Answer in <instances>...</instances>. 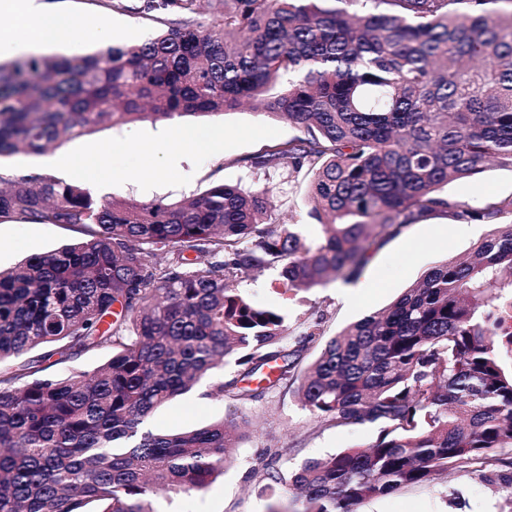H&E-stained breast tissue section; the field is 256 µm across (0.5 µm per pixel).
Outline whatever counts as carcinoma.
Returning a JSON list of instances; mask_svg holds the SVG:
<instances>
[{
  "label": "carcinoma",
  "mask_w": 512,
  "mask_h": 512,
  "mask_svg": "<svg viewBox=\"0 0 512 512\" xmlns=\"http://www.w3.org/2000/svg\"><path fill=\"white\" fill-rule=\"evenodd\" d=\"M129 0H112L128 10ZM208 9L209 20L197 19ZM165 29L91 54L0 64V157L138 120L240 106L301 135L246 158L312 175L306 241L268 216L269 189L215 184L176 202L97 200L50 174L0 176V219L80 225L90 239L0 271V512H156L202 490L239 447L238 423L142 425L224 359L216 392L258 400L298 381L332 427L376 439L271 474L301 512H354L450 469L512 462V375L496 301L512 288V198L441 194L488 161L512 167V0H136ZM450 212L496 225L466 261L430 269L384 312L332 337L299 373L279 309L239 288L280 268L283 289L357 279L382 237ZM161 253L165 260L148 257ZM112 348L91 371L52 368Z\"/></svg>",
  "instance_id": "cac0c4a2"
}]
</instances>
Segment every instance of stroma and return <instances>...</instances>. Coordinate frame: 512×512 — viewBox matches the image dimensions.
<instances>
[{"instance_id": "obj_1", "label": "stroma", "mask_w": 512, "mask_h": 512, "mask_svg": "<svg viewBox=\"0 0 512 512\" xmlns=\"http://www.w3.org/2000/svg\"><path fill=\"white\" fill-rule=\"evenodd\" d=\"M82 25L102 19L118 26L126 43L152 38L158 23L135 12L115 10L107 0H51ZM176 126L194 131L203 141L180 168H164L153 147L163 122L136 121L105 127L63 141L40 154L17 153L0 159L8 175L51 174L81 185L93 197L133 199L143 203L174 202L201 193L216 183L245 188L268 187L273 195V219L294 226L308 240L320 238L322 227L311 215L306 175L278 170L253 174L243 160L267 146L298 136L288 122L247 108L208 117L176 119ZM451 201L473 207L490 200L512 198V168L487 166L471 178L453 181L443 190ZM452 214L436 213L386 239L359 277L360 287L333 281L326 285L278 295V270L268 269L241 287L255 304L280 309L292 339L309 323L320 322L321 339L307 344L304 363H311L328 338L348 325L386 309L435 264L466 259L492 225L477 223L468 235H450ZM83 228L0 220V267L9 268L66 243L86 240ZM239 368L234 359L206 375L189 394L158 408L143 424L152 432H186L226 418L241 421L243 440L224 464V476L205 489L167 499L158 496V512H267L279 504L297 512L299 504L287 485L270 481L272 472L291 473L305 461L327 457L346 448L372 442L378 430L370 425L332 427L305 408L297 384L288 381L257 401L212 394L213 384L229 380ZM511 470L478 465L455 469L430 484L397 490L357 506L356 512H512V493L503 478Z\"/></svg>"}]
</instances>
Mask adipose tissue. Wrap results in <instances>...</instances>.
Returning a JSON list of instances; mask_svg holds the SVG:
<instances>
[{"mask_svg":"<svg viewBox=\"0 0 512 512\" xmlns=\"http://www.w3.org/2000/svg\"><path fill=\"white\" fill-rule=\"evenodd\" d=\"M15 18V27L0 28V59L48 48L76 32L74 18L49 7L46 0H0V15Z\"/></svg>","mask_w":512,"mask_h":512,"instance_id":"obj_1","label":"adipose tissue"}]
</instances>
